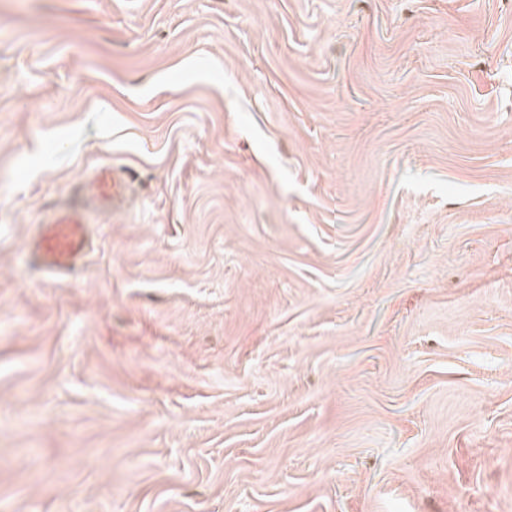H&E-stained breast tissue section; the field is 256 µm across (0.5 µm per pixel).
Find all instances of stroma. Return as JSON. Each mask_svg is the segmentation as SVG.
Here are the masks:
<instances>
[{"label": "stroma", "mask_w": 512, "mask_h": 512, "mask_svg": "<svg viewBox=\"0 0 512 512\" xmlns=\"http://www.w3.org/2000/svg\"><path fill=\"white\" fill-rule=\"evenodd\" d=\"M0 512H512V0H0ZM130 179L125 169L100 165L75 183V198L46 211L33 224L27 244L30 267L50 280L74 276L93 247L90 224L105 210H112L113 222L123 216Z\"/></svg>", "instance_id": "stroma-1"}]
</instances>
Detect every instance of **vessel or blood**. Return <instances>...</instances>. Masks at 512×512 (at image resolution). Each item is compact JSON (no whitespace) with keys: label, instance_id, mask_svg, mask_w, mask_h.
<instances>
[{"label":"vessel or blood","instance_id":"b4317fda","mask_svg":"<svg viewBox=\"0 0 512 512\" xmlns=\"http://www.w3.org/2000/svg\"><path fill=\"white\" fill-rule=\"evenodd\" d=\"M129 171L110 165L94 168L77 183L75 198L46 211L27 244L29 265L48 279L74 276L92 248L91 226L103 211L123 215L131 188Z\"/></svg>","mask_w":512,"mask_h":512}]
</instances>
